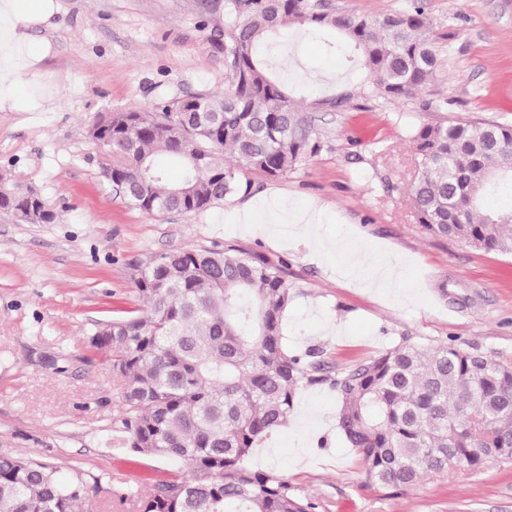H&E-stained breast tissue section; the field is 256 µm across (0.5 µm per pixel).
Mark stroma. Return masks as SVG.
<instances>
[{"instance_id":"obj_1","label":"stroma","mask_w":512,"mask_h":512,"mask_svg":"<svg viewBox=\"0 0 512 512\" xmlns=\"http://www.w3.org/2000/svg\"><path fill=\"white\" fill-rule=\"evenodd\" d=\"M441 65L427 90L371 100L369 75L348 68L321 38L283 30L269 49L291 99L316 112L320 150L288 175L244 170L248 191L192 216L147 214L115 195L102 175L109 156L91 125L110 112L161 99L223 92L224 0H56L35 40L48 54L20 88L38 105L0 112V175L33 185L55 214L25 224L0 211V457L54 466L60 478L98 479L88 512H140L155 482L183 467L176 458L132 453L112 441L122 406L117 383L90 349L96 326L138 307L133 266L176 247L212 244L287 261L293 299L284 314L288 347L318 346L337 369L402 342L455 338L467 350L512 361V256L430 236L418 224L410 184L418 162L413 128L440 121L512 122V0H424ZM444 112L425 110L431 96ZM369 174L372 191L358 178ZM314 207L304 236H251L239 216L260 199ZM337 248L319 253V237ZM400 257L399 290L360 288L344 264ZM253 468L285 477L316 512H512V459L431 475L405 494L369 486L359 456L338 428L331 384L303 385L287 424L264 438Z\"/></svg>"}]
</instances>
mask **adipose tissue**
<instances>
[{
    "mask_svg": "<svg viewBox=\"0 0 512 512\" xmlns=\"http://www.w3.org/2000/svg\"><path fill=\"white\" fill-rule=\"evenodd\" d=\"M54 0H0V112L18 110L30 96L16 90L21 72L34 69L47 53L35 45L29 31L54 14Z\"/></svg>",
    "mask_w": 512,
    "mask_h": 512,
    "instance_id": "obj_1",
    "label": "adipose tissue"
}]
</instances>
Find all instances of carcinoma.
Returning <instances> with one entry per match:
<instances>
[{
  "label": "carcinoma",
  "mask_w": 512,
  "mask_h": 512,
  "mask_svg": "<svg viewBox=\"0 0 512 512\" xmlns=\"http://www.w3.org/2000/svg\"><path fill=\"white\" fill-rule=\"evenodd\" d=\"M293 24L337 33L328 49L359 60L377 95L426 88L438 46L423 0L397 12L348 14L333 0H224L222 94L108 113L89 130L112 148V187L133 207L187 216L244 189L243 169L279 178L320 148L314 130L259 47ZM419 170L410 185L417 222L434 237L512 254V211L482 208L512 189V124L441 121L413 129ZM181 171L169 181V167ZM41 194L0 176V210L30 223L54 215ZM287 263L228 246L176 248L135 264L141 308L122 310L88 339L120 383L112 431L135 453L182 460L141 512H313L288 481L249 466L252 448L284 426L302 385L331 382L338 427L366 481L402 494L453 466L512 458V364L450 338L402 344L332 377L317 349L288 350L283 313L293 298ZM97 484L77 472L0 459V512H85Z\"/></svg>",
  "instance_id": "obj_1"
}]
</instances>
